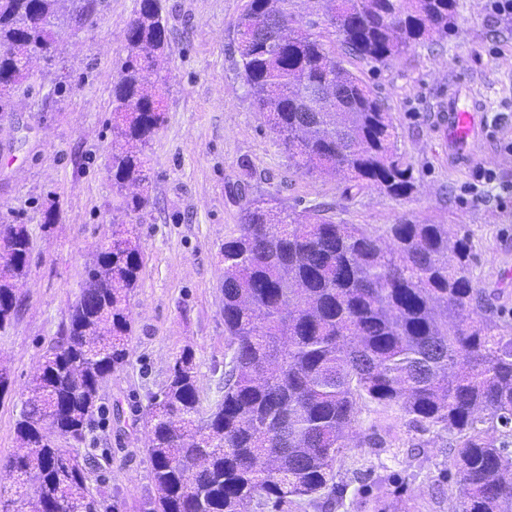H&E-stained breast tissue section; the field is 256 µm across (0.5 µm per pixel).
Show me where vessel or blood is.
Masks as SVG:
<instances>
[{
    "mask_svg": "<svg viewBox=\"0 0 512 512\" xmlns=\"http://www.w3.org/2000/svg\"><path fill=\"white\" fill-rule=\"evenodd\" d=\"M440 111L446 118L441 125L448 153L458 163L467 164L474 158V147L486 131L485 106L477 101L469 86L458 82L448 85V97L442 100Z\"/></svg>",
    "mask_w": 512,
    "mask_h": 512,
    "instance_id": "1",
    "label": "vessel or blood"
}]
</instances>
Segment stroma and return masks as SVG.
Listing matches in <instances>:
<instances>
[{"instance_id": "stroma-1", "label": "stroma", "mask_w": 512, "mask_h": 512, "mask_svg": "<svg viewBox=\"0 0 512 512\" xmlns=\"http://www.w3.org/2000/svg\"><path fill=\"white\" fill-rule=\"evenodd\" d=\"M245 2L166 0L171 72L165 123L146 147L150 204L133 217L143 267L131 299L129 361L102 383L104 411L76 447L100 461L95 476L106 505L118 512H142L153 491L145 412L183 350L195 357L202 412L223 394L221 247L237 229L238 189L300 209L328 203L337 220L380 235L406 217L464 227L477 253L475 280L503 289L500 302L512 308V195L499 189L512 183V20L492 14L487 0H456L458 30L441 44L382 63L345 60L384 99L398 152L413 169L415 191L395 198L289 166L235 66L233 25ZM137 3L105 0L98 15L61 30L56 55L33 57L30 78L14 92L13 112L0 117V225H26L34 245L18 313L0 329L10 378L0 395V459L15 450L20 400L68 322L86 264L113 219L123 216L106 165L112 86ZM452 74L471 81L488 110L486 135L464 167L449 160L440 136L438 103ZM483 166L495 170L497 181L477 195L471 185ZM52 203L57 212L49 223L45 210ZM390 422L400 446L363 445L364 435ZM447 464V434L408 430L395 408L362 415L337 477L343 502L325 512H374L375 501L408 499L421 512H448L437 490ZM365 483L373 486L369 501L356 494Z\"/></svg>"}]
</instances>
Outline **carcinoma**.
<instances>
[{"instance_id": "obj_1", "label": "carcinoma", "mask_w": 512, "mask_h": 512, "mask_svg": "<svg viewBox=\"0 0 512 512\" xmlns=\"http://www.w3.org/2000/svg\"><path fill=\"white\" fill-rule=\"evenodd\" d=\"M322 35L296 27V0H246L235 23L236 66L305 175L344 174L396 198L414 189L389 108L344 66L384 62L453 32L455 0H326ZM102 0H0V114L53 57L58 30L95 15ZM164 0H139L113 86L107 172L127 191L125 216L149 204L145 148L165 121L169 58ZM277 17L284 36L263 26ZM390 244L363 224H338L333 206L298 211L247 197L224 241V395L200 410L193 354L176 359L148 405L153 496L145 512H294L340 490L336 478L361 415L398 408L408 428L448 435L453 512H512V322L500 292L473 278L469 233L404 218ZM0 328L17 313L33 246L23 224L0 230ZM137 225L114 223L85 270L64 336L44 356L16 421V451L0 460V512H98L88 457L70 463L57 436L81 440L101 411L99 390L129 357L130 300L142 269ZM392 427L366 436L389 448Z\"/></svg>"}]
</instances>
